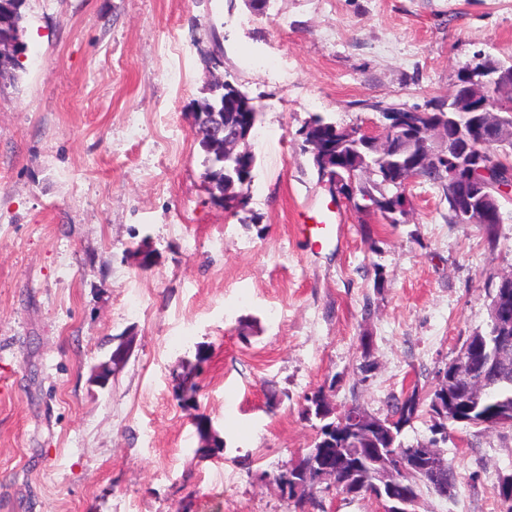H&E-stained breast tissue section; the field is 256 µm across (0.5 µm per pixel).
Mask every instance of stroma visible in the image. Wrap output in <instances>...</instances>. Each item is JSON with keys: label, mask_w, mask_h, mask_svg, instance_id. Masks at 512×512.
<instances>
[{"label": "stroma", "mask_w": 512, "mask_h": 512, "mask_svg": "<svg viewBox=\"0 0 512 512\" xmlns=\"http://www.w3.org/2000/svg\"><path fill=\"white\" fill-rule=\"evenodd\" d=\"M25 13V71L0 80V512H287L276 478L317 432L304 396L329 384L336 404L382 417L430 392L512 274V192L491 238L449 222L441 188L418 181L389 224L332 195L300 130L315 115L362 127L379 118L363 101L423 108L462 68L512 64V0H26ZM216 41L221 78L281 138L258 150L233 214L206 188L189 120ZM332 204L335 238L304 239L299 224ZM143 242L158 255L147 271L131 254ZM126 338L123 369L91 384ZM202 414L221 453L199 450ZM439 449L463 481L450 499L422 490L418 512H512L497 494L512 427L455 424Z\"/></svg>", "instance_id": "1"}]
</instances>
